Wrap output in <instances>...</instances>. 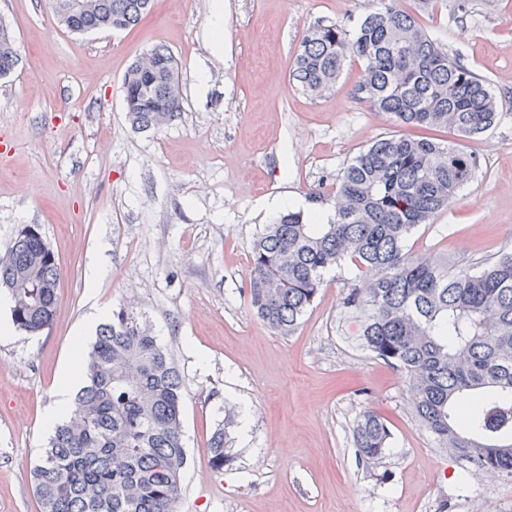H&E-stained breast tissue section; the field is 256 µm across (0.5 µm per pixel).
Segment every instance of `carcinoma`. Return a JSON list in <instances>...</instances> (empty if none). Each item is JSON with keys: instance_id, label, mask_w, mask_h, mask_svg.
<instances>
[{"instance_id": "1", "label": "carcinoma", "mask_w": 512, "mask_h": 512, "mask_svg": "<svg viewBox=\"0 0 512 512\" xmlns=\"http://www.w3.org/2000/svg\"><path fill=\"white\" fill-rule=\"evenodd\" d=\"M54 0L74 33L133 28L153 0ZM354 30L317 24L303 35L291 70L306 93L321 95L347 63L362 74L354 95L407 129L361 150L338 177L334 211L323 224L288 211L253 241L247 296L257 316L287 335L315 302L326 271L351 263L342 299L361 318V346L404 373L414 416L438 445L478 472L512 477V249L474 266L431 260L408 248L480 167L458 145L429 135L452 129L474 138L500 111L488 83L449 56L395 0ZM133 62L123 80L128 120L160 129L181 116L178 65L163 46ZM19 61L0 23V77ZM58 260L37 226H21L0 258V288L13 324L36 335L54 320ZM185 380L130 308L99 326L88 355L78 410L53 429L31 477L40 512H178L187 456L182 444ZM222 428L210 443L224 467ZM353 439L361 461L382 459L385 420L364 413Z\"/></svg>"}]
</instances>
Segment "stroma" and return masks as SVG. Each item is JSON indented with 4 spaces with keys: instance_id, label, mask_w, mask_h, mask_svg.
I'll return each mask as SVG.
<instances>
[{
    "instance_id": "1",
    "label": "stroma",
    "mask_w": 512,
    "mask_h": 512,
    "mask_svg": "<svg viewBox=\"0 0 512 512\" xmlns=\"http://www.w3.org/2000/svg\"><path fill=\"white\" fill-rule=\"evenodd\" d=\"M396 3L489 82L502 113L484 136L461 139L481 168L409 241L467 266L512 248V0ZM378 6L224 0L219 55L209 0H154L133 29L87 34L62 26L52 0H0L20 56L0 78V257L35 224L59 263L52 325L0 341V512H39L31 471L90 310L93 253L105 266L99 301L135 304L185 378L180 512H512V478L486 473L473 487L468 463L415 420L403 374L360 346L361 323L342 307L353 266L326 273L291 334L248 304L251 243L278 216L271 202L326 220L342 169L394 129L354 98L358 64L318 98L290 77L308 27L352 29ZM155 46L179 62L182 114L140 131L122 84ZM229 409L232 460L218 470L207 448ZM368 410L392 431L370 467L353 442Z\"/></svg>"
}]
</instances>
